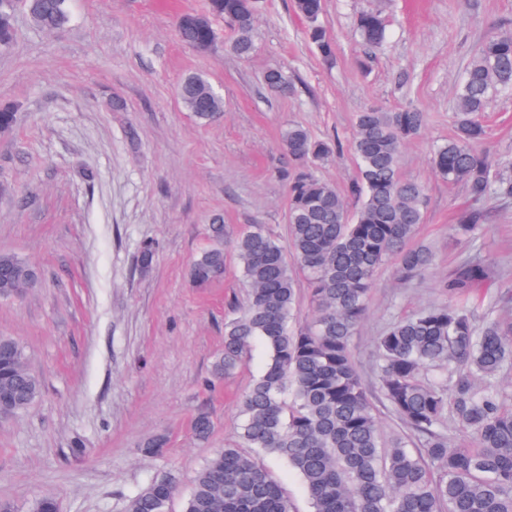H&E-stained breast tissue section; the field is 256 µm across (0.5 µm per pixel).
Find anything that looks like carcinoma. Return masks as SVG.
<instances>
[{"label":"carcinoma","mask_w":512,"mask_h":512,"mask_svg":"<svg viewBox=\"0 0 512 512\" xmlns=\"http://www.w3.org/2000/svg\"><path fill=\"white\" fill-rule=\"evenodd\" d=\"M22 2L41 29L64 28L70 20L66 0H0V49L13 41V14ZM259 0H209L206 16L178 17L179 37L202 52L217 44L211 18L224 19L235 32L232 51L252 49ZM307 23L310 43L333 55L320 22L322 0H294ZM362 42L372 51L386 41L380 15L357 20ZM265 85L290 95L293 85L277 69ZM512 91V32L487 38L467 65L457 93L455 131L433 152L436 173L466 185L478 204L490 197L512 199V176L493 174L494 163L480 149L486 135L481 119L495 92ZM180 99L202 124L221 117L223 97L201 75L179 88ZM18 110L0 107V134L13 130ZM425 113L407 105L394 110L370 107L357 114L354 151L359 174L350 194L359 205L350 212L344 196L317 175L339 144L315 139L300 125L282 139L288 166L278 170L288 195L285 248L264 226L239 235L233 248L249 287L246 305L224 322V354L213 369L218 381L231 374L256 341L269 350L262 374L246 392L236 445L216 450L196 471L183 512H293L288 496L264 457L283 459L301 478L311 512H512V392L500 376L512 369V318L494 309L475 316L471 297L489 293L488 267L478 261L456 266L444 284L448 303L390 323L377 339L379 393L364 384L355 364L351 337L368 313L376 271L394 259L398 273L413 278L433 261L426 247L409 241L423 223L426 190L399 174L402 147L416 138ZM484 212L458 214L452 232L471 239ZM215 244L194 260L190 275L205 285L224 273V225L211 226ZM298 267L309 286L310 321L295 313ZM38 268L11 253H0V297L10 298L36 285ZM41 390L26 365L19 343L0 336V415L27 410ZM405 428L386 445L378 407ZM470 437L454 445L447 420ZM210 416L199 413L193 433L209 437ZM158 435L142 444L148 456L164 453ZM178 492L170 473L154 476L127 500L125 512H168Z\"/></svg>","instance_id":"1"}]
</instances>
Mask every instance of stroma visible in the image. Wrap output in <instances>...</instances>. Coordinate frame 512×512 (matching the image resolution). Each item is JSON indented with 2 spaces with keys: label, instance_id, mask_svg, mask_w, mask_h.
Wrapping results in <instances>:
<instances>
[{
  "label": "stroma",
  "instance_id": "obj_1",
  "mask_svg": "<svg viewBox=\"0 0 512 512\" xmlns=\"http://www.w3.org/2000/svg\"><path fill=\"white\" fill-rule=\"evenodd\" d=\"M207 10L208 0H71L69 23L52 32L19 10L14 40L0 50V105L18 109L15 129L0 134V252L43 273L37 287L0 299V336L23 346L42 381L28 410L0 420V500L17 512L45 494L59 512H124L165 471L180 486L169 512H181L196 470L237 443L240 401L269 352L254 343L222 384L208 387L230 304L245 302L248 288L230 249L223 276L207 286L188 271L217 218L229 241L254 224L287 241V190L272 170L288 125L340 139L341 152L319 174L344 193L358 175V112L410 103L427 115L402 149L400 175L426 188L411 243L435 258L410 280L392 261L377 270L351 339L370 387L379 385L378 336L400 317L447 303L443 285L456 265L485 260L492 288L512 287V200L484 201L481 233L456 239L449 226L471 201L431 162L454 131L467 64L488 37L512 31V0H324L328 61L309 45L293 0H263L246 57L230 51L234 32L220 18L212 51L180 41L177 16ZM366 11L387 25L386 48L375 54L356 33ZM271 69L294 82L293 95L267 90ZM194 74L224 99L223 116L209 125L179 98ZM483 120L484 149L500 172H512V93L492 94ZM147 242L155 256L144 271L138 255ZM201 411L214 421L204 441L191 430ZM157 435L166 454L143 456L142 443Z\"/></svg>",
  "mask_w": 512,
  "mask_h": 512
}]
</instances>
